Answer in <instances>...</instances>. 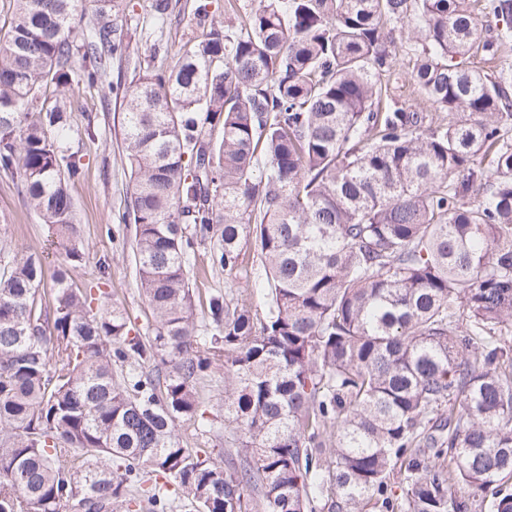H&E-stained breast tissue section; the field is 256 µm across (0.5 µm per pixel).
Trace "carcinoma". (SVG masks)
Masks as SVG:
<instances>
[{"label":"carcinoma","mask_w":512,"mask_h":512,"mask_svg":"<svg viewBox=\"0 0 512 512\" xmlns=\"http://www.w3.org/2000/svg\"><path fill=\"white\" fill-rule=\"evenodd\" d=\"M121 2L16 0L0 35V169L71 263L82 164L41 94L107 79L129 48ZM388 23L410 28L411 80L444 122L383 105ZM511 36L512 0H258L108 83L154 334L65 269L48 320L41 258L4 261L0 512H165L173 495L254 512L255 491L266 512H467L461 486L512 512ZM206 244L212 267L266 290L262 313L215 292L197 316ZM216 366L240 471L176 434L211 425Z\"/></svg>","instance_id":"carcinoma-1"}]
</instances>
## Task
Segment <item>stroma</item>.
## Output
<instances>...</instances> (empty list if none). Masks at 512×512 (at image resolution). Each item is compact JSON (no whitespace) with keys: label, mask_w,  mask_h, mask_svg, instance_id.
Listing matches in <instances>:
<instances>
[{"label":"stroma","mask_w":512,"mask_h":512,"mask_svg":"<svg viewBox=\"0 0 512 512\" xmlns=\"http://www.w3.org/2000/svg\"><path fill=\"white\" fill-rule=\"evenodd\" d=\"M230 1L240 14L255 4V0H209L210 15L203 26L196 14L200 0H171V13L162 23L154 15L152 0H123L113 22L128 42L129 54L113 60V75L126 83L135 81L141 64L155 53L162 60L173 61L187 36L206 33L208 24H223L224 9ZM394 38L399 49L388 83L390 95L395 102L424 113L432 122H440L442 113L427 103L408 79L412 63L402 47L403 31L395 30ZM158 44L163 47L159 53L154 50ZM51 101L69 116L70 136L64 141V148L77 153L83 163L81 177L69 185L83 259L76 266H68L64 250L53 244L55 236L49 225L29 207L20 179L3 171H0V251L12 256L42 257L43 307H50L54 275L65 266L75 287L105 288L124 307L136 329L143 333L151 331L155 320L138 287L131 249L134 232L132 227L119 225L131 189L121 133L122 108L106 88L78 81L60 89ZM201 396L216 421L214 429L204 431L187 420L178 422L177 434L185 447L208 449L217 462L228 464L236 456L237 441L232 428L223 424V368L212 371Z\"/></svg>","instance_id":"stroma-1"}]
</instances>
